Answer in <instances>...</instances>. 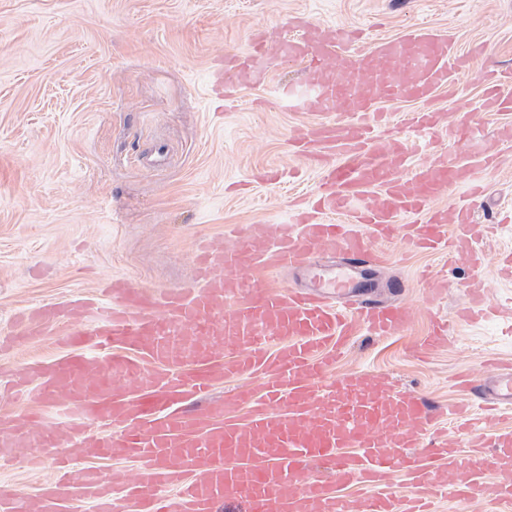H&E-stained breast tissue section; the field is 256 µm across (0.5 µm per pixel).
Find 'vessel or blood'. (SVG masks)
Segmentation results:
<instances>
[{
    "instance_id": "b4317fda",
    "label": "vessel or blood",
    "mask_w": 512,
    "mask_h": 512,
    "mask_svg": "<svg viewBox=\"0 0 512 512\" xmlns=\"http://www.w3.org/2000/svg\"><path fill=\"white\" fill-rule=\"evenodd\" d=\"M294 28L275 42L255 41L247 53L226 54L210 85L229 98L243 86H268L274 63L304 65L303 86L282 83L275 93L310 117L297 151L327 163L311 212L291 216L274 234L265 224L243 226L231 247L201 241L194 287L153 295L115 278L101 287L107 311L78 299L30 308L23 335L71 322L67 340L79 352L30 365L16 394L36 401L63 391L60 412L76 422L47 427L38 413L20 424L0 421V469L20 448L66 449L54 459L58 482L32 495L1 488L0 512H216L224 499L243 503L245 512H438L449 497L483 498L481 449H491L498 468H512V428L495 427L512 412L511 364L469 381L466 402L451 408L362 372L334 373L359 331L391 336L410 320V310L386 304L364 281L370 241L403 236L432 251L448 244L478 262V243L496 230L444 205L463 180L457 163L429 157L413 164L412 153L384 147L377 136L387 117L382 100L424 102L453 89V71L467 59L452 39L423 24L357 55L346 30L304 18ZM340 56L348 61L341 75L332 66ZM396 66L403 72L398 83L391 78ZM334 112L345 120L330 122ZM409 126L431 140L443 128L458 134L438 112L413 113ZM408 166L413 175L406 178ZM344 212L354 223H337ZM317 250L329 263L313 262ZM257 267L300 271L308 284H251L244 273ZM468 297L460 321L497 319L480 283ZM193 336L228 340L237 353L224 360L209 346L189 347ZM146 367L150 396L113 386L114 377ZM240 376L260 378L262 397L240 386L217 405L181 411L186 399ZM101 419L119 432L92 430ZM457 420L470 433V453L448 434V422ZM101 459L113 461L111 472L98 468ZM128 461L137 465L132 480ZM316 463L327 476L312 474ZM457 469L468 470L469 479L449 481ZM400 471L417 485L406 498L391 482ZM356 483L362 495H345Z\"/></svg>"
}]
</instances>
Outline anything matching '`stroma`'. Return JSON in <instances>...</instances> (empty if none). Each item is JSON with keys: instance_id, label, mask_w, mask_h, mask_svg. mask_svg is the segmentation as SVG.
<instances>
[{"instance_id": "35a3bbf8", "label": "stroma", "mask_w": 512, "mask_h": 512, "mask_svg": "<svg viewBox=\"0 0 512 512\" xmlns=\"http://www.w3.org/2000/svg\"><path fill=\"white\" fill-rule=\"evenodd\" d=\"M299 13L361 30L363 52L414 22L452 35L469 65L458 93L440 92L434 108L486 140L512 123L482 107L486 75L512 69V0H0V335H14L29 306L92 296L115 277L151 294L190 286L200 241L232 226L277 227L312 195L321 171L290 147L304 115L255 87L219 108L209 80L215 60L247 50L256 32L278 39ZM440 147L484 188L451 195L467 199L476 223L512 209V144L495 171L469 167L470 140ZM371 247L384 258L373 279L392 284L414 317L395 335L354 337L337 373L362 370L448 405L465 399L459 374L512 359V338L493 321L416 352L472 281L485 282L490 302L512 297V279L497 272L512 225L480 242V266L465 254L445 264L400 236ZM69 329L14 336L0 352V416L29 412L8 380L65 355Z\"/></svg>"}]
</instances>
